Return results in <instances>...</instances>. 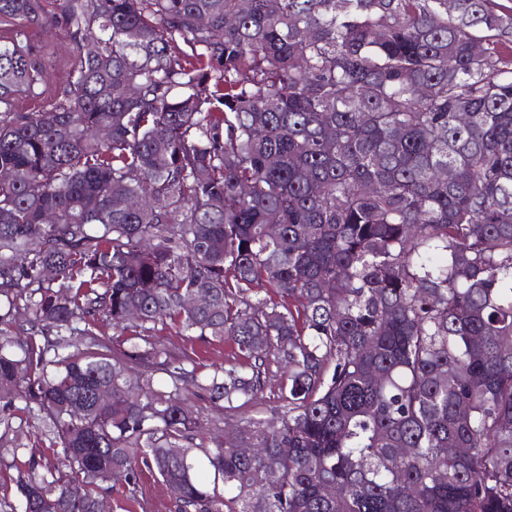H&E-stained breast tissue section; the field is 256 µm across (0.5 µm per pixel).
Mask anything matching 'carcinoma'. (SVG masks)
<instances>
[{
	"instance_id": "obj_1",
	"label": "carcinoma",
	"mask_w": 512,
	"mask_h": 512,
	"mask_svg": "<svg viewBox=\"0 0 512 512\" xmlns=\"http://www.w3.org/2000/svg\"><path fill=\"white\" fill-rule=\"evenodd\" d=\"M44 2L0 0V427L53 451L0 448L7 512H113L145 469L171 512H512V10ZM30 27L73 44L50 123ZM281 373L277 367L272 366L267 376L266 388H265V401L263 405L257 408H242L235 419H248L252 417H267L269 418L273 414L274 410L279 406L277 395L279 394V388L281 386Z\"/></svg>"
}]
</instances>
